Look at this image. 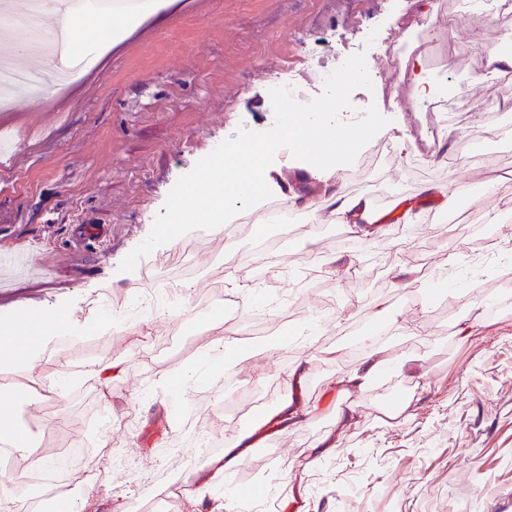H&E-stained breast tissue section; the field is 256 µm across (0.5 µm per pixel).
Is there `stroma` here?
<instances>
[{"mask_svg":"<svg viewBox=\"0 0 512 512\" xmlns=\"http://www.w3.org/2000/svg\"><path fill=\"white\" fill-rule=\"evenodd\" d=\"M503 29L512 30V14L486 25L455 0H172L79 80L0 109V131L17 142L0 169V254H24L38 268L0 288V311L59 308L83 321L128 305L146 271L179 254L173 241L134 271L119 269L182 175L238 128L273 125L274 84L313 100L326 73L365 52L373 87L352 92L342 121L373 105L389 120L378 140L414 145L375 159L356 178L276 157L266 183L271 203L291 207L288 234L272 241L261 225L245 232L224 224L222 236L191 257L183 316L157 308L136 319V332L92 331L78 347L56 338L40 372L69 379L32 390L21 409L30 434L57 425L81 441L82 467L100 471L98 486L115 510L135 491L167 499L170 512H210L212 500L193 506L169 488L246 435L253 446L229 484L247 489L252 512H512V219L484 187L512 171V70L472 64ZM420 50L453 89L428 106L412 99L402 76L405 58ZM448 57L456 63L449 73L440 65ZM461 98L486 107L462 111ZM427 182L452 183L460 195L451 206L424 198L418 189ZM336 191L367 197L395 222L342 254L352 225L308 220L310 204ZM407 204L418 223L406 222ZM491 209L502 215L499 248L478 272L469 263L474 233ZM318 254L334 263L313 274ZM452 254L461 258L456 286L433 303L418 284L398 287L402 267L437 271ZM229 271L239 285L226 294L239 311L221 317L208 300ZM244 283L256 287L255 304L243 300ZM485 300L497 313L460 343L457 322ZM229 339L249 359L224 363L222 378L162 392L163 375L195 364L205 350L223 354ZM376 341L389 368L338 393V380ZM408 353L420 357L419 370H399ZM113 361L124 366L119 379L92 380L91 370ZM297 367L303 375L292 388L288 375ZM233 372L257 406L233 408L224 380ZM287 399L308 415L283 433L275 414ZM351 405L356 422L340 427ZM106 411L112 422L101 433L94 420Z\"/></svg>","mask_w":512,"mask_h":512,"instance_id":"obj_1","label":"stroma"}]
</instances>
